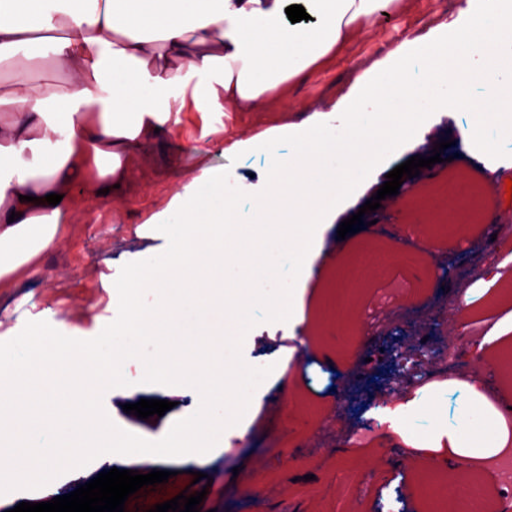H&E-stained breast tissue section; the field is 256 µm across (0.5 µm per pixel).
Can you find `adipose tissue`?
<instances>
[{
	"label": "adipose tissue",
	"mask_w": 512,
	"mask_h": 512,
	"mask_svg": "<svg viewBox=\"0 0 512 512\" xmlns=\"http://www.w3.org/2000/svg\"><path fill=\"white\" fill-rule=\"evenodd\" d=\"M302 5L309 21L289 22ZM402 0H0V288L36 268L64 230L77 190L97 205L125 162L174 133L179 114L291 104L288 87L337 57L360 26ZM59 77L40 82L42 59ZM194 79L190 91L179 82ZM95 166L98 189L87 186ZM56 193L57 205L45 203ZM453 426L429 436L443 464L512 442L500 396L466 385Z\"/></svg>",
	"instance_id": "1"
}]
</instances>
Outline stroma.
I'll use <instances>...</instances> for the list:
<instances>
[{
  "mask_svg": "<svg viewBox=\"0 0 512 512\" xmlns=\"http://www.w3.org/2000/svg\"><path fill=\"white\" fill-rule=\"evenodd\" d=\"M464 4L408 0L405 10L366 25L341 56L289 86L291 111L266 105L250 112H216L206 121L218 132L208 137L201 134L206 121L200 113H182L178 135L153 140L127 162L119 199L91 207L76 197L63 218L61 243L42 254L35 273L0 289V342L14 338L30 321L48 322L79 340L97 337L110 314L112 282L122 266L155 257L168 246L157 226L162 210L181 189L179 171L201 162L238 175L247 193L260 192L269 158L257 150V142L287 134L312 110L329 109L352 84L353 68H367L403 36L423 37L450 24ZM470 119L469 113L449 112L432 122L427 144L449 142L445 162L432 167L442 181L404 179L398 195L382 200L375 224L362 226L346 240H338L336 227L328 228L317 261L319 275L307 287V320L300 333L308 348L297 369L287 367L279 345L287 323L261 322L245 334L244 361L253 367L270 364L274 370L258 387L261 406L246 421L241 453L226 457L233 442L228 436L202 463L169 459L163 464L171 473L168 482L142 487L129 497L126 512H150L177 495L194 494L196 470L213 479L207 493L213 512H336L340 477L362 480L365 486L357 512H455L457 500L474 484L484 490L483 512H498L497 483L489 467L477 462L462 471L439 468L436 451L426 443L436 426L454 422L467 400L462 387L435 384L431 397L416 401L401 430H382L366 443L356 445L349 435L336 433L359 422L357 411H344L338 404L344 377L382 345L367 327L369 318L392 312L408 323L418 312L431 313L423 335L432 344H445L449 304L476 257L488 250L498 256L512 249V235L495 233L497 227L512 225L504 185L512 179V168H491L484 153H460L451 145ZM243 130L253 141L239 147L235 141ZM197 142L204 154L192 152ZM472 193L483 196V208L465 229L451 230L458 199ZM430 256L441 259L447 269L425 267L427 279L418 281L415 271ZM510 313L512 266H504L496 283L476 288L465 314L475 322H498ZM143 374L138 360H126L124 376L139 382V397L172 401L163 416L142 420L125 413L130 396L124 387L106 391L102 405L120 429L157 441L196 406L182 387L142 384ZM277 443L293 449V457H274ZM103 469L96 459L40 489L0 494V512L74 491Z\"/></svg>",
  "mask_w": 512,
  "mask_h": 512,
  "instance_id": "obj_1",
  "label": "stroma"
}]
</instances>
